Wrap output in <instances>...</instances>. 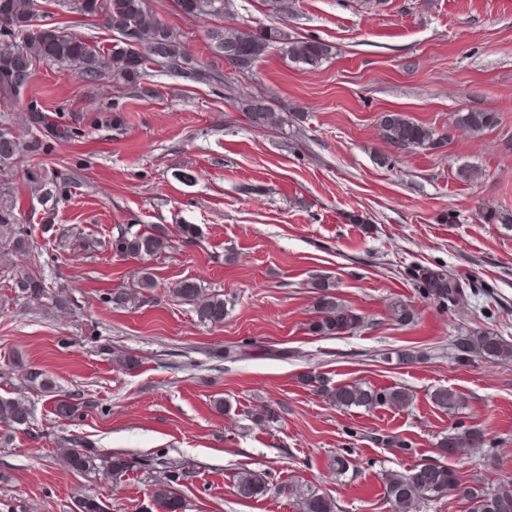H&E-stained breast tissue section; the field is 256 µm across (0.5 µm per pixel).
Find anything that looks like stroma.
<instances>
[{
	"instance_id": "1",
	"label": "stroma",
	"mask_w": 512,
	"mask_h": 512,
	"mask_svg": "<svg viewBox=\"0 0 512 512\" xmlns=\"http://www.w3.org/2000/svg\"><path fill=\"white\" fill-rule=\"evenodd\" d=\"M37 2L43 22L112 48L101 20L66 0ZM149 4L205 66L224 65L206 38L217 24L279 23L332 54L313 67L271 49L236 77L238 92L269 97L285 116L266 130L222 88L158 73V94L147 97L43 61L23 96L0 97V129L17 139L29 137L33 101L73 132L0 169L34 241L11 261L43 277L50 295L40 305L19 298L0 268V395L28 399L38 433L0 442V512H76L85 495L106 512H156L152 465L161 460L181 471L185 512H296L284 485L320 489L337 512H393L384 475L429 460L466 481L512 478V361L462 366L453 349L481 330L512 343V224L483 219L512 211V0H294L282 22L269 0H230L217 18L184 14L177 0ZM468 110L500 122L473 133L455 123ZM386 112L431 128L441 146L394 148L379 127ZM32 172L66 178L65 192L43 201ZM182 224L197 225L195 242L177 241ZM160 229L176 242L156 256L124 258L110 246ZM144 266L154 290L137 286ZM418 268L458 278L463 299L443 310L421 298ZM186 278L223 295V324L200 323L174 297ZM320 279L362 316L359 327L311 331ZM115 288L130 293L126 307L107 303ZM55 297L67 307L53 308ZM399 301L414 311L404 325L392 316ZM243 341L242 358L221 359ZM407 350L417 361L400 360ZM119 355L135 367L116 365ZM30 366L85 401L80 418L59 420L51 400L29 390ZM354 381L405 388L413 403L336 408L325 388ZM441 388L464 410L435 406ZM458 423L482 431L487 446L440 456ZM384 435L411 451L381 443ZM73 438L125 456L131 469L70 471L57 450ZM244 469L269 473L274 492L236 497Z\"/></svg>"
}]
</instances>
